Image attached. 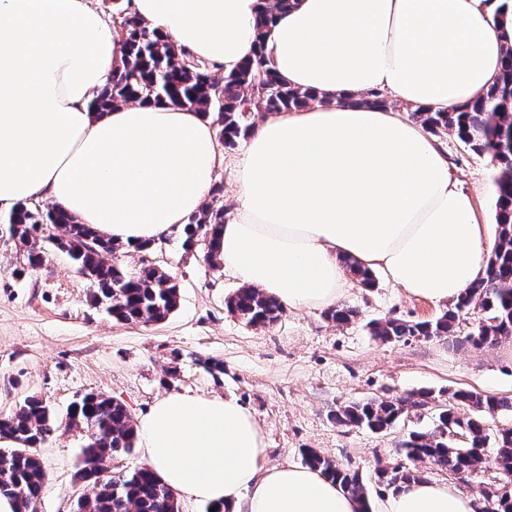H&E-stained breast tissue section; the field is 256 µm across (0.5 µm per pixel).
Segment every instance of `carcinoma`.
I'll list each match as a JSON object with an SVG mask.
<instances>
[{
    "label": "carcinoma",
    "instance_id": "obj_1",
    "mask_svg": "<svg viewBox=\"0 0 512 512\" xmlns=\"http://www.w3.org/2000/svg\"><path fill=\"white\" fill-rule=\"evenodd\" d=\"M495 5L500 32L505 39L502 71L489 88L460 110L416 108L411 115L428 133L452 131L472 151L487 154L497 163L494 178L497 245L488 256L485 276L442 314L423 321L402 318L372 320L369 334L383 343L420 337H446L459 343L456 326L471 306H479L487 317L465 336L474 347L494 345L512 337V0H483ZM119 26L114 31L123 38L128 56L125 71L100 91L90 110L107 112L128 103H171L201 112L214 127L218 140L234 148L253 129L257 112L299 111L316 97L281 83L265 50L267 15L257 21L256 48L235 70L217 78L209 66L191 54L163 40L146 23L117 12ZM222 186L212 191L211 202L180 226L181 248L190 251L207 243L206 259L217 264L216 235L224 223V206L218 203ZM13 225L12 241L26 252L23 269L33 271L42 264L44 249L66 254L75 268L94 284L91 301L119 323H157L174 312L179 300L176 277L145 264L128 272L115 256L119 244L95 234L60 207L44 208L36 203H18L8 212ZM227 310L249 326L275 322L283 305L276 298L253 287L238 289L226 301ZM332 321L347 325L359 311L337 306L327 312ZM452 403L438 415L431 432L413 431L402 441L408 464L380 466L378 482L397 489L423 478L421 465H431L454 476L465 485L470 470L484 460L476 449L491 450L490 464L497 477L512 482V429L494 435L487 432L485 415L512 412V396H497L456 390ZM436 400L430 389H420L402 397H374L349 401L336 408L333 419L346 427L383 433L402 418ZM461 407L469 412L460 413ZM51 411L35 396L26 397L15 410L0 418V439L12 440V447L0 448V496L17 500L16 491L38 498L46 474L37 448L51 432ZM68 425L87 433L75 473L77 481L91 488L80 495L74 512H180L176 493L148 467H137L116 475L107 474L106 462L133 451L137 441L135 425L127 408L101 393H86L76 399L68 413ZM305 465L338 483L359 501L360 512H371L369 498L359 471L344 467L314 450L304 452ZM488 512H512V493L495 495L485 503Z\"/></svg>",
    "mask_w": 512,
    "mask_h": 512
}]
</instances>
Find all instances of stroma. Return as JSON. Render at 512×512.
<instances>
[{
	"label": "stroma",
	"instance_id": "35a3bbf8",
	"mask_svg": "<svg viewBox=\"0 0 512 512\" xmlns=\"http://www.w3.org/2000/svg\"><path fill=\"white\" fill-rule=\"evenodd\" d=\"M434 142L472 194L480 223L495 231L491 156L468 150L450 131ZM204 255L201 249L184 251L176 241L145 256L119 250L126 270L146 259L176 273L179 285L177 308L166 320L123 324L91 303L90 282L65 255L49 253L41 267L19 279L13 271L24 264L23 253L0 241V416L34 395L52 408L56 421L38 450L46 472L39 512H73L83 490L74 474L86 437L68 426L66 413L84 392L111 397L135 419L170 393L235 397L263 427L262 467L302 463L304 450L311 449L359 470L373 501L387 495L374 482L375 468L401 463L399 442L409 431L432 429L436 412L409 415L376 434L337 425V405L420 389L512 395V338L480 348L442 338L373 340L368 321H422L441 313L383 276L371 288L351 283L342 295L341 304L360 312L354 323L336 324L322 309L287 307L276 322L255 328L226 308L239 282ZM210 360L223 362V375L209 373Z\"/></svg>",
	"mask_w": 512,
	"mask_h": 512
}]
</instances>
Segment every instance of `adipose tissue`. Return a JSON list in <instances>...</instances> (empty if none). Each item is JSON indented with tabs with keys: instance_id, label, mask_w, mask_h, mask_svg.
Segmentation results:
<instances>
[{
	"instance_id": "obj_1",
	"label": "adipose tissue",
	"mask_w": 512,
	"mask_h": 512,
	"mask_svg": "<svg viewBox=\"0 0 512 512\" xmlns=\"http://www.w3.org/2000/svg\"><path fill=\"white\" fill-rule=\"evenodd\" d=\"M176 47L224 70L255 47L272 0H124ZM265 46L289 87L316 97L267 117L232 163L235 215L218 254L240 281L291 307H334L342 261L442 306L483 276L474 200L421 125L356 105L377 91L448 110L500 74L503 39L482 0H295ZM126 67L119 34L86 0H0V208L42 198L133 247L164 238L209 199L214 128L170 103L89 104ZM172 490L226 512H359L319 471L262 468V427L235 397L171 393L136 428ZM377 512H476L473 494L422 479Z\"/></svg>"
}]
</instances>
